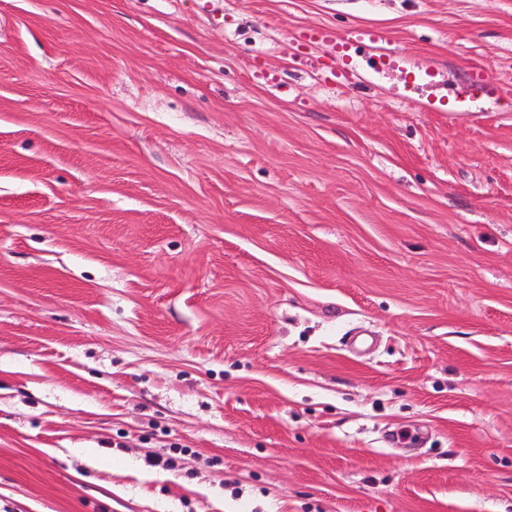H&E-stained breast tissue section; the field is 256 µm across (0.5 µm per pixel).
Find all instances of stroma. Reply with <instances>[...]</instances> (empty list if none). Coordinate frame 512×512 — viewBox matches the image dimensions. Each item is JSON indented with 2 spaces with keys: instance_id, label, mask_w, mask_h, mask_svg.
<instances>
[{
  "instance_id": "35a3bbf8",
  "label": "stroma",
  "mask_w": 512,
  "mask_h": 512,
  "mask_svg": "<svg viewBox=\"0 0 512 512\" xmlns=\"http://www.w3.org/2000/svg\"><path fill=\"white\" fill-rule=\"evenodd\" d=\"M0 512H512V0H0ZM310 38L317 41H325L336 38L339 42L338 48L341 50L342 55L340 61L341 69L336 77L345 75L347 69L346 64L351 59V51L355 47L363 46L373 52L375 59L385 64L391 60L390 55L387 54L385 47L386 41L380 32L376 30L362 29L359 27L350 29L342 36L335 35L329 28L325 26H314L310 29Z\"/></svg>"
}]
</instances>
